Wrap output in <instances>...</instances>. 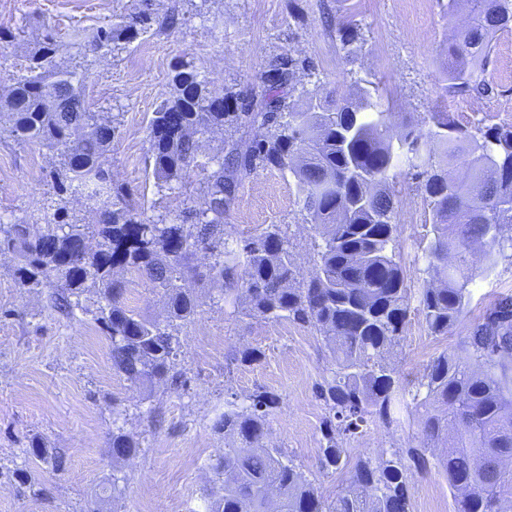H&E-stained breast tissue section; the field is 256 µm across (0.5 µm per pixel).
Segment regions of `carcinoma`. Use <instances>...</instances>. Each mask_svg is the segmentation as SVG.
<instances>
[{"label": "carcinoma", "instance_id": "1", "mask_svg": "<svg viewBox=\"0 0 512 512\" xmlns=\"http://www.w3.org/2000/svg\"><path fill=\"white\" fill-rule=\"evenodd\" d=\"M446 10L450 18L465 15L466 23L448 41L444 93L482 96L490 89L492 42L512 29V0H448ZM152 22L143 11L89 36L76 34L78 60L69 65L58 61L60 44L48 33L25 73L0 76V136L36 143L52 159L54 198L43 215L0 221V253L16 255L19 284L53 289L54 307L68 315L81 307L84 293L94 292L112 368L136 386L178 383L180 331L198 308L188 284L204 277L240 284L246 315L284 319L321 337L335 370L316 384L327 410L318 463L326 473L349 470L345 484L325 499L291 456L264 445L279 396L260 387L241 404L228 402L216 423L224 455L211 469L220 488L205 512H410L413 474L433 468L448 481L453 512H512V497L496 505L478 491L499 482L496 459H512V293L498 294L486 307L463 337L461 354H441L414 388L399 390L390 357L401 344L410 296L396 260L395 202L386 189L404 161L423 176L430 239L421 313L432 333L446 334L466 313L474 250L493 262L512 250V126L471 131L436 112L426 132H403L383 90L369 81L336 100L308 92L307 111H296L285 95L295 91L297 66L310 65L289 58L263 73L254 106L226 112L213 106L193 63L181 61L147 127L161 184L187 188L203 141L226 122L274 132L235 140L199 164L192 206L148 216L112 183L117 126L112 113L92 111L83 78L89 56L121 49ZM336 31L344 47L359 39L351 15ZM451 163L465 172L450 174ZM258 167H288L296 179L302 210L321 240L306 278L278 224L242 240L243 261L228 249L224 211L235 178ZM72 196L84 201L93 223L69 209ZM128 271L159 289L164 319L125 304ZM405 394L418 415L420 447L349 461L346 441L370 422L392 425ZM138 448L123 428L112 430V459H128Z\"/></svg>", "mask_w": 512, "mask_h": 512}]
</instances>
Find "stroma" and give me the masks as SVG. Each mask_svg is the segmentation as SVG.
Returning <instances> with one entry per match:
<instances>
[{"label":"stroma","mask_w":512,"mask_h":512,"mask_svg":"<svg viewBox=\"0 0 512 512\" xmlns=\"http://www.w3.org/2000/svg\"><path fill=\"white\" fill-rule=\"evenodd\" d=\"M445 2L426 0L418 12L407 0H0V27L24 30L0 46V55L15 73L26 66L46 27L67 47L77 28L114 24L146 8L160 17L180 14L178 26L151 30L96 59L86 90L93 110L117 117L110 154L114 182L147 214L157 215L192 204L188 194L159 188L147 137L148 121L182 58L195 63L213 94H230L234 111L259 99L261 75L273 60L290 56L314 66L312 73L298 74L296 96L317 88L346 93L354 81L369 80L383 89L402 130H428L435 112L471 129L512 126V32L493 44L488 93L446 95L443 71L454 27ZM347 13L363 39L345 48L336 24ZM49 166L50 156L40 146L0 138V219L14 221L42 209L51 194ZM420 184L417 170L405 164L387 182L396 202L398 260L412 294L403 338L391 358L403 384L420 379L441 353L458 352L489 301L512 292V259L500 258L491 268L478 264L461 325L431 334L417 299L429 222ZM224 222L233 245L281 225L301 273L311 272L315 234L289 170L253 171L238 185ZM15 263V256L0 254V512H202L211 465L224 452V435L214 423L227 401L260 387L282 399L269 418L268 445L292 455L323 497L335 496L345 475L318 471L326 408L314 394L334 361L315 333L286 320L242 316L235 295H223L219 284L196 282L198 312L182 330L176 360L180 383L134 386L112 368L94 301L62 314L50 289L21 287ZM246 346L260 348L261 360L235 361V352ZM116 422L139 443L138 453L118 464L110 451ZM420 440L417 416L405 407L396 423H370L346 447L355 459ZM34 441L47 455L65 453L66 469L31 466L27 450ZM26 467L45 494L33 495L15 478V470ZM411 512H453L442 474L414 477Z\"/></svg>","instance_id":"35a3bbf8"}]
</instances>
